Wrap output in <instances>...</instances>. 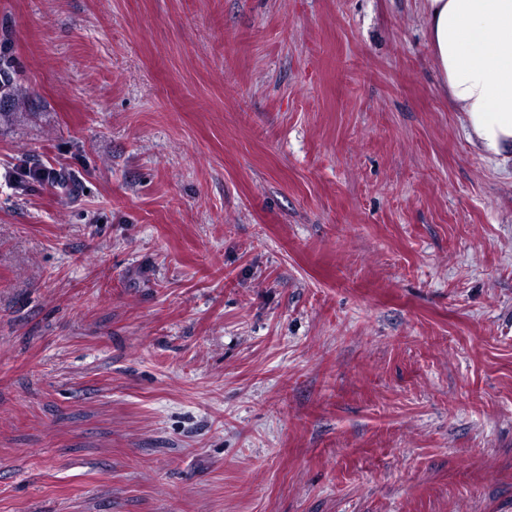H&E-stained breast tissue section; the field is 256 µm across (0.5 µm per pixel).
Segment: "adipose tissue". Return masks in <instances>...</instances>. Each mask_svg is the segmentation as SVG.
Instances as JSON below:
<instances>
[{
    "label": "adipose tissue",
    "instance_id": "obj_1",
    "mask_svg": "<svg viewBox=\"0 0 512 512\" xmlns=\"http://www.w3.org/2000/svg\"><path fill=\"white\" fill-rule=\"evenodd\" d=\"M442 88L470 141L512 161V0H422Z\"/></svg>",
    "mask_w": 512,
    "mask_h": 512
}]
</instances>
